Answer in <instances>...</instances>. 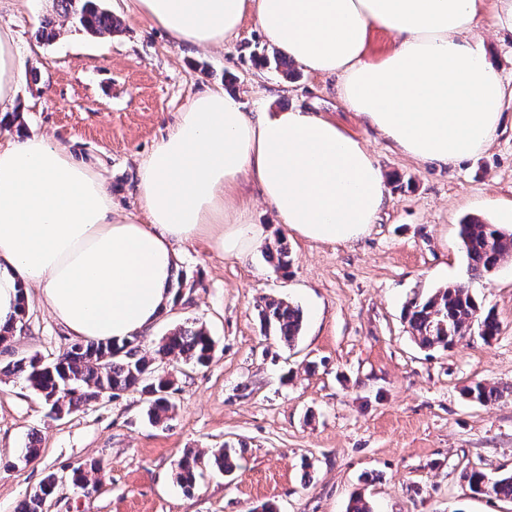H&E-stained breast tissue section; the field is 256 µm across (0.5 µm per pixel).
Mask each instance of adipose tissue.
<instances>
[{
	"label": "adipose tissue",
	"mask_w": 512,
	"mask_h": 512,
	"mask_svg": "<svg viewBox=\"0 0 512 512\" xmlns=\"http://www.w3.org/2000/svg\"><path fill=\"white\" fill-rule=\"evenodd\" d=\"M178 47L223 45L253 15L278 50L341 80L347 107L410 157L448 166L494 140L512 89L472 32L484 0H127ZM393 37L378 60L370 24ZM22 62L0 27V121L19 109ZM256 183L282 224L312 242L350 243L386 204V177L361 140L300 110L244 112L199 93L138 167L142 214L112 208L106 179L43 136L0 141V326L38 288L78 340L142 336L170 306L171 245L207 237L240 258L267 237L237 202Z\"/></svg>",
	"instance_id": "adipose-tissue-1"
}]
</instances>
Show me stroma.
<instances>
[{
    "instance_id": "1",
    "label": "stroma",
    "mask_w": 512,
    "mask_h": 512,
    "mask_svg": "<svg viewBox=\"0 0 512 512\" xmlns=\"http://www.w3.org/2000/svg\"><path fill=\"white\" fill-rule=\"evenodd\" d=\"M118 31L91 35L58 16L53 0L29 10L0 0L22 53L24 78L16 130L43 135L77 160L103 170L113 208L137 205L139 164L199 92L221 88L244 111L314 112L362 140L387 175L376 224L347 245L290 235L255 185L242 200L270 238L286 236L288 271L261 251L224 256L208 239L173 245L190 288L142 338L146 351L174 326L202 323L216 342L208 367L183 369L175 408L148 422L138 395L103 397L61 417L27 384L0 374V512L20 503L48 475L62 477L50 512H346L362 496L371 512H512V501L474 494L464 477L512 473V395L480 405L463 390L476 382L512 388V261L472 277L458 237L464 217L494 223L512 204V104L491 146L445 168L395 149L345 105L332 75L260 64L273 43L245 17L223 47L171 44L151 20L128 14L123 0H102ZM58 29L36 39L45 19ZM474 35L512 82V32L483 24ZM451 283L469 287L500 331L450 349H425L404 319L406 303ZM26 329L0 344V363L39 354L51 359L73 342L39 291L27 289ZM298 305L294 345L264 334V301ZM39 454L21 456L30 440ZM234 448L238 467L200 472L193 490L175 479V462ZM101 463L100 472L90 471ZM88 471L74 486V468Z\"/></svg>"
}]
</instances>
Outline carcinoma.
Listing matches in <instances>:
<instances>
[{
	"label": "carcinoma",
	"instance_id": "1",
	"mask_svg": "<svg viewBox=\"0 0 512 512\" xmlns=\"http://www.w3.org/2000/svg\"><path fill=\"white\" fill-rule=\"evenodd\" d=\"M60 15L71 19L92 35L114 32L117 28L112 13L103 9L99 0H56ZM458 236L468 259L471 275L482 277L512 260V232L473 217L459 224ZM265 257L281 270L288 269L290 254L284 238L278 237L263 250ZM26 299H21L16 322L0 328V343L24 331ZM405 319L419 345L426 349H448L463 339L461 331L476 335L488 343L499 333L500 324L493 312H483L466 286L452 284L437 289L424 298H414L405 306ZM262 327L271 329L280 340L291 346L298 339L303 324L299 307L282 300L265 302L260 311ZM215 353L214 342L205 327L193 322L181 325L162 336L154 356L143 352L140 337L131 336L120 342L86 341L71 345L52 362L33 355L0 366V373L22 378L56 414L79 410L92 400L121 391H136L145 396L147 416L154 424L168 419L174 405L172 372L160 368L165 361L178 360L186 366H205ZM512 393L476 382L465 389L472 401L485 405ZM202 459L186 455L177 461V482L192 489ZM470 488L480 494L512 500V473L489 478L479 471L467 475ZM41 493L33 492L18 512H47L56 489V479L48 476Z\"/></svg>",
	"mask_w": 512,
	"mask_h": 512
}]
</instances>
